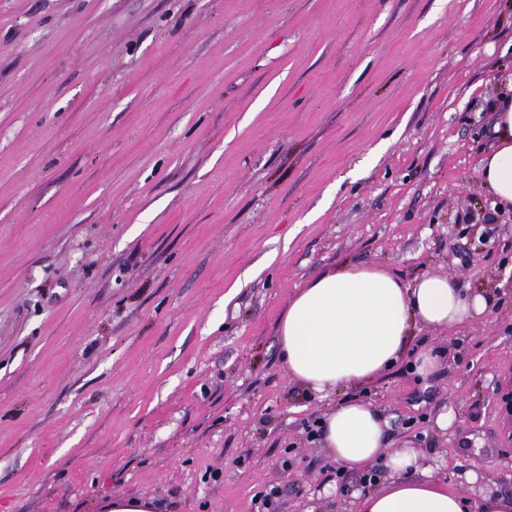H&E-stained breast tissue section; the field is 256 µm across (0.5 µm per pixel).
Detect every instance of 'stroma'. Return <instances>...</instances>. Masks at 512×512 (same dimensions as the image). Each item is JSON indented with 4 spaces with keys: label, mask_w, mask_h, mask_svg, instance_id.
<instances>
[{
    "label": "stroma",
    "mask_w": 512,
    "mask_h": 512,
    "mask_svg": "<svg viewBox=\"0 0 512 512\" xmlns=\"http://www.w3.org/2000/svg\"><path fill=\"white\" fill-rule=\"evenodd\" d=\"M511 79L512 0H0V512H356L385 462L307 437L348 398L512 495V208L478 172ZM346 262L495 302L417 329L430 379L320 398L276 326ZM154 508L149 498L112 497L101 503L99 512H156Z\"/></svg>",
    "instance_id": "obj_1"
}]
</instances>
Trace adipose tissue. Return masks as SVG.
Listing matches in <instances>:
<instances>
[{"instance_id":"ef3b65f1","label":"adipose tissue","mask_w":512,"mask_h":512,"mask_svg":"<svg viewBox=\"0 0 512 512\" xmlns=\"http://www.w3.org/2000/svg\"><path fill=\"white\" fill-rule=\"evenodd\" d=\"M496 148L479 163L482 187L496 206H512V94L495 103ZM490 299L458 288L450 276L426 273L406 283L375 264L326 269L299 289L277 324L279 350L290 377L320 396L375 379L410 357L426 380L444 354L410 349L417 325L439 332L462 327L485 313ZM322 440L336 462L363 470L385 459L389 481L359 501V512H512V495L473 502L420 472L411 448L388 447L386 422L372 404L347 400L325 413Z\"/></svg>"}]
</instances>
